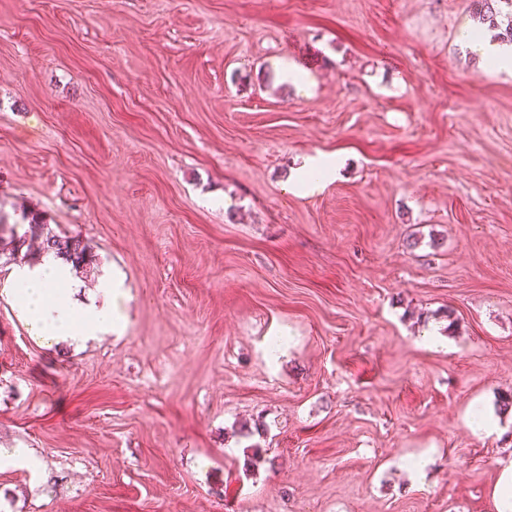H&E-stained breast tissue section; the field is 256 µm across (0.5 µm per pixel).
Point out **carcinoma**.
<instances>
[{"mask_svg": "<svg viewBox=\"0 0 512 512\" xmlns=\"http://www.w3.org/2000/svg\"><path fill=\"white\" fill-rule=\"evenodd\" d=\"M475 15L481 24L499 31V37L512 43V0H472ZM26 224H6L0 216V256L13 262L35 261L30 242L40 241V252L53 253L78 270L93 263V255L81 239L65 232L55 233L37 213L26 216Z\"/></svg>", "mask_w": 512, "mask_h": 512, "instance_id": "cac0c4a2", "label": "carcinoma"}]
</instances>
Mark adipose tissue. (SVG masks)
<instances>
[{
	"mask_svg": "<svg viewBox=\"0 0 512 512\" xmlns=\"http://www.w3.org/2000/svg\"><path fill=\"white\" fill-rule=\"evenodd\" d=\"M457 41L475 53L487 70H512V43L474 35L469 26L459 28ZM9 277L17 285V314L36 335L85 343L122 334L125 329L126 319L121 309L124 291L119 277L101 278L99 290L106 298L105 303L92 299L79 305L57 291V283L68 280L69 274L54 255L47 254L37 264L15 268Z\"/></svg>",
	"mask_w": 512,
	"mask_h": 512,
	"instance_id": "adipose-tissue-1",
	"label": "adipose tissue"
}]
</instances>
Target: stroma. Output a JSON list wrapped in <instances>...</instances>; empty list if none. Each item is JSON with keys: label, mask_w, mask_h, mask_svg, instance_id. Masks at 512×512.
<instances>
[{"label": "stroma", "mask_w": 512, "mask_h": 512, "mask_svg": "<svg viewBox=\"0 0 512 512\" xmlns=\"http://www.w3.org/2000/svg\"><path fill=\"white\" fill-rule=\"evenodd\" d=\"M473 20L471 0H0V213L83 240L82 297L112 270L126 292L123 335L51 344L0 259V450L40 461L0 467V512H495L512 74L458 44ZM319 152L342 175L291 189ZM467 423L471 431L476 435L489 437L496 431V426L491 415L486 408L478 402L471 404L468 411Z\"/></svg>", "instance_id": "stroma-1"}]
</instances>
